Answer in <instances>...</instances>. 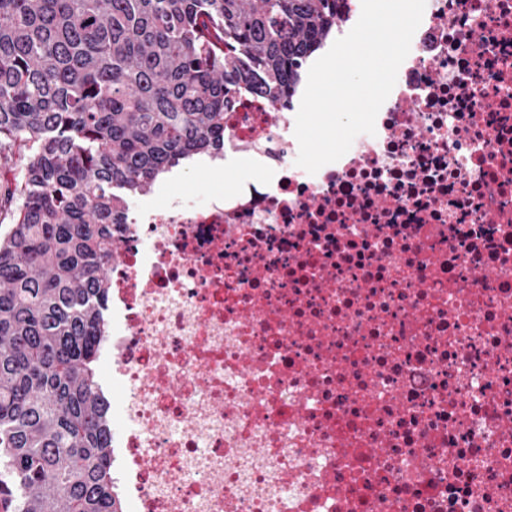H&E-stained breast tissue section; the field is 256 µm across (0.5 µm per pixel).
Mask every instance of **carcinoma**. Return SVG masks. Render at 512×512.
Segmentation results:
<instances>
[{
    "instance_id": "cac0c4a2",
    "label": "carcinoma",
    "mask_w": 512,
    "mask_h": 512,
    "mask_svg": "<svg viewBox=\"0 0 512 512\" xmlns=\"http://www.w3.org/2000/svg\"><path fill=\"white\" fill-rule=\"evenodd\" d=\"M336 0H0V495L125 512L100 384L129 197L224 150V112L296 93Z\"/></svg>"
}]
</instances>
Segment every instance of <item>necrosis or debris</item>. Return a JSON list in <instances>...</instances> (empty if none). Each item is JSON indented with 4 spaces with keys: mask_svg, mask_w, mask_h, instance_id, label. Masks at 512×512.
I'll return each mask as SVG.
<instances>
[{
    "mask_svg": "<svg viewBox=\"0 0 512 512\" xmlns=\"http://www.w3.org/2000/svg\"><path fill=\"white\" fill-rule=\"evenodd\" d=\"M128 212L103 357L131 512H512V0H426L375 134Z\"/></svg>",
    "mask_w": 512,
    "mask_h": 512,
    "instance_id": "necrosis-or-debris-1",
    "label": "necrosis or debris"
}]
</instances>
